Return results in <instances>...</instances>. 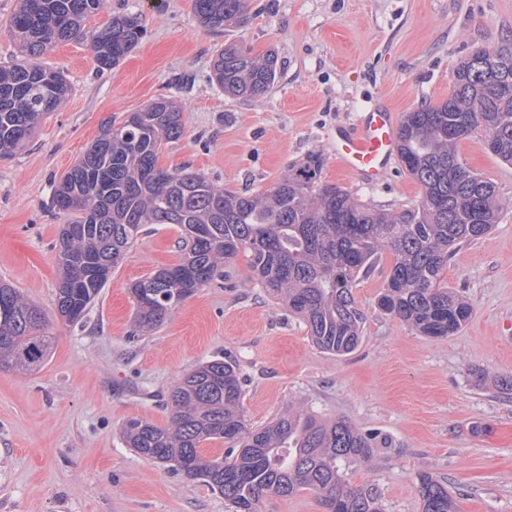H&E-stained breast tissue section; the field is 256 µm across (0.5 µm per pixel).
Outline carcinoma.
<instances>
[{
    "label": "carcinoma",
    "mask_w": 512,
    "mask_h": 512,
    "mask_svg": "<svg viewBox=\"0 0 512 512\" xmlns=\"http://www.w3.org/2000/svg\"><path fill=\"white\" fill-rule=\"evenodd\" d=\"M106 0H19L7 33L21 59L0 66V157L26 147L41 118L69 96L71 86L39 58L64 42H88L100 70L118 65L139 43L134 16H114L102 28L86 27ZM245 0H193L198 21L214 31L245 21ZM278 77L272 54L255 55L234 42L220 49L213 80L230 96L254 98ZM184 132L181 113L166 98L130 113L119 126H104L98 139L53 185L51 205L68 216L59 235L63 272L56 310L67 323L85 317L109 282L92 277L88 262L115 269L149 224H176L182 253L129 286L135 337L151 333L195 292L228 279L244 253L256 283L299 317L321 350L345 356L362 339L364 312L353 287L359 276L393 255L379 308L424 336L458 333L473 308L443 285L448 263L463 246L481 239L508 206L496 186L469 170L458 143L483 133L489 151L512 163V49H481L455 71L448 100L405 114L398 139L405 170L422 187L417 205L400 212L375 210L348 190L320 181L317 154L288 168L268 190L236 193L189 166L159 165L163 147ZM49 320L38 305L0 282V370L35 372L52 348ZM243 378L232 360L214 359L178 379L166 407L170 422L158 426L130 419L121 434L139 456L201 480L224 496L232 512H257L266 495L311 490L324 512H383L372 483L350 487L340 462L368 465L387 438L337 418L318 420L290 406L261 427L249 426ZM222 440L228 452L201 453ZM422 512H456L446 482L418 475Z\"/></svg>",
    "instance_id": "carcinoma-1"
}]
</instances>
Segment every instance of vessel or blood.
<instances>
[{
	"mask_svg": "<svg viewBox=\"0 0 512 512\" xmlns=\"http://www.w3.org/2000/svg\"><path fill=\"white\" fill-rule=\"evenodd\" d=\"M397 119L393 112L372 106L355 128L336 132L335 160L366 186L379 184L397 160Z\"/></svg>",
	"mask_w": 512,
	"mask_h": 512,
	"instance_id": "vessel-or-blood-1",
	"label": "vessel or blood"
}]
</instances>
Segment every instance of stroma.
Segmentation results:
<instances>
[{"instance_id": "35a3bbf8", "label": "stroma", "mask_w": 512, "mask_h": 512, "mask_svg": "<svg viewBox=\"0 0 512 512\" xmlns=\"http://www.w3.org/2000/svg\"><path fill=\"white\" fill-rule=\"evenodd\" d=\"M137 16L139 44L99 71L90 46L67 42L43 61L71 94L46 115L29 146L0 159V281L51 316L43 367L0 371V512H231L206 483L126 448L131 418L169 422L175 381L196 365L234 360L243 407L262 426L287 406L389 436L367 466L345 465L352 486L375 483L385 512H421L417 475L448 484L457 512H512V165L476 133L458 145L465 166L509 201L483 239L462 247L444 273L473 307L446 338L420 335L380 310L392 266L383 256L353 290L365 313L362 341L338 357L259 288L245 256L231 276L199 289L153 335L131 339L128 287L176 264L181 232L150 225L79 322L57 317L55 244L66 223L52 186L101 134L165 97L182 110L184 135L160 164L205 174L235 192L261 193L307 155H322L320 180L390 211L416 205L421 188L403 167L375 187L334 161L332 133L385 104L397 116L447 100L458 64L481 48L512 44V0H248L247 21L224 33L202 26L192 0H107L90 16ZM273 52L279 79L263 96L225 95L212 82L224 43Z\"/></svg>"}]
</instances>
